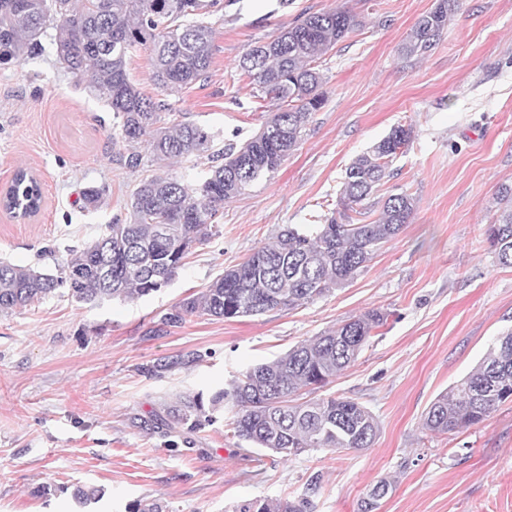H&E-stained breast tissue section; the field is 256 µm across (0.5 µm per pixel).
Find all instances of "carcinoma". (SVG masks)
<instances>
[{
  "mask_svg": "<svg viewBox=\"0 0 512 512\" xmlns=\"http://www.w3.org/2000/svg\"><path fill=\"white\" fill-rule=\"evenodd\" d=\"M458 0H437L408 34L402 50L423 54L437 45ZM221 0H0V62L17 64L42 51L47 22H55L58 61L77 79L90 72L84 89L105 103L130 144L147 141L160 158H179L208 150L212 135L194 123L160 125L171 109L167 97L207 78L213 62L214 28L208 18L223 10ZM362 26L359 16L340 6L307 14L253 46L238 63L256 90L277 109L253 136L229 140L213 151L206 176L197 184L156 175L132 193L129 219H115L99 237L72 250L57 274L0 261V314L23 308L59 288L81 304L114 299L134 301L167 286L187 256L219 234L214 219L224 202L275 172L295 149L311 115L326 103L317 60ZM144 47L151 52L152 79L163 97L141 92L130 79L126 57ZM414 138L410 125L397 124L345 169L342 211L323 224H294L255 249L243 262L224 270L207 288L184 300L164 318L178 324L187 316L234 319L273 310H290L351 282L375 252L410 222L415 198L405 192L383 201L378 217L353 223L348 212L371 198L390 175L393 161ZM39 183L13 181L12 201L40 203ZM487 240L502 266L512 267V209L489 225ZM385 314L372 309L284 355L239 373L208 400L200 393L179 397L155 420L166 431L189 432L234 407L233 434L283 460L311 449L362 450L373 446L379 425L362 403L329 395L302 401L299 392L326 387L355 362ZM512 401V329L497 337L485 356L457 385L440 393L425 414V428L446 435L486 419ZM392 484L374 485L362 505L374 512ZM99 488L77 485L72 496L86 506ZM306 499H250L233 512H308ZM127 512H169L154 499L136 501Z\"/></svg>",
  "mask_w": 512,
  "mask_h": 512,
  "instance_id": "cac0c4a2",
  "label": "carcinoma"
}]
</instances>
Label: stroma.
<instances>
[{"label":"stroma","instance_id":"stroma-1","mask_svg":"<svg viewBox=\"0 0 512 512\" xmlns=\"http://www.w3.org/2000/svg\"><path fill=\"white\" fill-rule=\"evenodd\" d=\"M211 18L215 54L206 80L172 96L165 125L206 128L214 148L247 138L275 107L238 67L257 43L306 13L344 6L362 28L320 59L328 97L278 171L226 202L220 233L196 248L160 291L133 302L79 305L63 293L0 314V512H82L69 490H104L93 512H126L159 499L170 512H231L246 499H309L313 512H360L370 488L394 484L376 512H512V402L457 433L434 435L424 414L512 328V267L486 230L497 191L512 184V0H460L437 45L401 47L436 0H223ZM26 64H0V187L18 168L36 174L39 214L0 210V260L56 271L70 250L126 216L142 179L188 183L208 161H160L136 146L138 168L102 102L59 64L52 39ZM397 124L415 138L373 201L405 192L409 222L350 283L287 311L232 320L163 317L243 261L288 224H320L337 209L348 165ZM102 191L89 211L85 187ZM377 309L387 322L327 386L377 418L366 450H310L266 461L228 428L232 409L195 433L165 436L153 416L183 393L210 394L238 371L283 355L342 321ZM180 368L151 373L161 360Z\"/></svg>","mask_w":512,"mask_h":512}]
</instances>
